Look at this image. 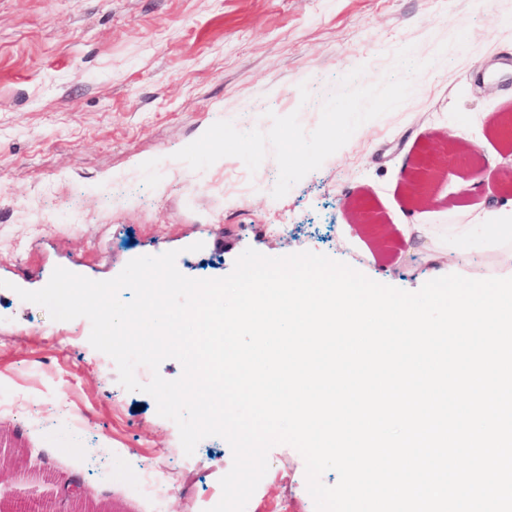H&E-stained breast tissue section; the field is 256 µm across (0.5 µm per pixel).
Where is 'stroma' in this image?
<instances>
[{
    "instance_id": "stroma-1",
    "label": "stroma",
    "mask_w": 512,
    "mask_h": 512,
    "mask_svg": "<svg viewBox=\"0 0 512 512\" xmlns=\"http://www.w3.org/2000/svg\"><path fill=\"white\" fill-rule=\"evenodd\" d=\"M409 45L427 64L411 96L282 198L273 155L254 173L235 157L202 171L173 158L220 120L266 131L296 111L313 131L341 77L362 65L361 84L377 83ZM508 115L512 0H0V494L48 507L74 476L89 491L78 512H208L233 464L217 436L185 455L154 398L91 346L86 318L53 320L18 289L58 267L108 280L172 250L183 275L220 278L249 247L355 251L356 270L409 292L489 260L512 277V243L487 229L512 212ZM456 130L481 169L448 157L438 205H415L411 173ZM357 204L383 230L356 223ZM268 462L247 512H315L302 455L281 444ZM147 470L164 479L162 508L134 484Z\"/></svg>"
}]
</instances>
